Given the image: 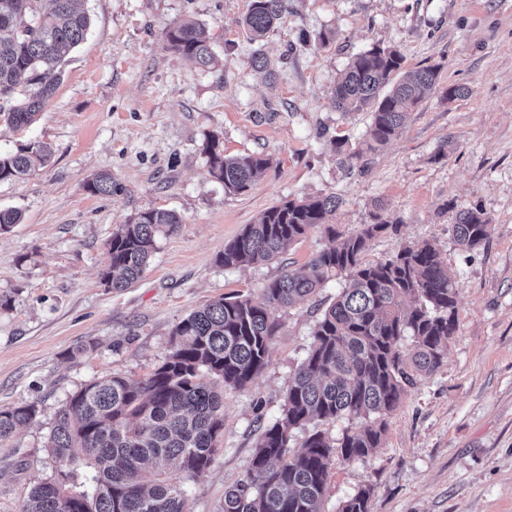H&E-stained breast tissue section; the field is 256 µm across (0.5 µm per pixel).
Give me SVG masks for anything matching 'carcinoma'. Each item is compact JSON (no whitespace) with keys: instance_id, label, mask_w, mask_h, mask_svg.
<instances>
[{"instance_id":"obj_1","label":"carcinoma","mask_w":512,"mask_h":512,"mask_svg":"<svg viewBox=\"0 0 512 512\" xmlns=\"http://www.w3.org/2000/svg\"><path fill=\"white\" fill-rule=\"evenodd\" d=\"M78 0H0V123L32 125L63 76L65 56L90 28ZM288 0H248L243 25L251 39L269 34ZM169 47L208 70L214 54L206 28L181 20L166 27ZM435 67L408 69L393 47L355 55L332 92L341 112H368L370 123L348 159L360 162L396 135L406 114L431 90ZM29 90L20 100L18 88ZM210 176L227 193L249 191L270 167L263 154L228 156L216 135L202 144ZM51 148L34 142L0 153V182L47 165ZM92 195L112 193V175L85 184ZM333 196L286 199L265 210L224 246V268L260 265L283 253L308 229L325 227L332 245L304 267L262 288L263 300L222 297L191 312L173 329L171 351L150 374L107 375L70 394L56 415L48 445L56 475L33 487L22 512H190L187 483L211 465L224 435L219 385L242 390L267 366L281 313L329 282L342 286L318 318L306 357L297 367L276 419L258 425L245 479L224 490L220 512H322L330 466L378 447L387 418L404 395L444 363L458 325L455 275L429 241L364 261L371 242L393 226L381 212L353 234L330 224ZM180 217L148 209L119 225L107 243L101 280L109 288L133 284L157 251L158 237ZM491 218L477 203L458 212L452 232L465 251L479 247ZM35 417L32 405L0 409V439ZM356 423L332 438L322 426ZM304 431L301 442L295 431ZM365 486L337 512H370Z\"/></svg>"}]
</instances>
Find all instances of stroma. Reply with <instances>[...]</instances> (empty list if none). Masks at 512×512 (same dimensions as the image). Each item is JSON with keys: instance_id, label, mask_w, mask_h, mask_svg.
Segmentation results:
<instances>
[{"instance_id": "1", "label": "stroma", "mask_w": 512, "mask_h": 512, "mask_svg": "<svg viewBox=\"0 0 512 512\" xmlns=\"http://www.w3.org/2000/svg\"><path fill=\"white\" fill-rule=\"evenodd\" d=\"M82 5L87 38L37 121L0 125L1 153L32 142L53 151L47 166L0 182V209L22 214L0 233V408L36 407L32 423L0 440V512H22L33 486L54 474L47 441L71 393L108 374L152 373L182 318L225 296L261 300L264 284L328 246L315 227L268 263L216 262L269 207L325 195L340 202V232L368 223L379 204L398 220L366 261L431 241L455 275L459 322L444 365L403 397L379 448L332 465L323 512L367 485L370 512H512V0H288L278 28L257 42L242 24L247 0ZM183 19L207 26L214 69L169 48L163 30ZM376 45L398 49L407 67H438L439 77L359 168L336 142L356 147L370 115L339 112L331 93L350 59ZM452 87L467 93L447 97ZM212 134L226 154L262 153L271 168L249 191L226 193L201 152ZM102 172L111 195L89 194L86 182ZM479 201L491 233L466 252L452 226ZM149 208L182 222L160 236L135 284L107 288L108 240ZM339 288L331 282L288 309L266 368L246 389L225 390L224 436L189 486L190 512H219L225 488L246 478L255 421L278 416L317 307Z\"/></svg>"}]
</instances>
